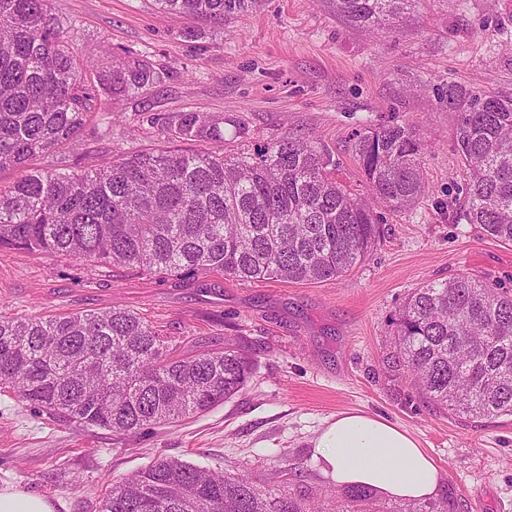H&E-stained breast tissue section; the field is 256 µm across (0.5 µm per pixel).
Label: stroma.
<instances>
[{
    "label": "stroma",
    "instance_id": "35a3bbf8",
    "mask_svg": "<svg viewBox=\"0 0 512 512\" xmlns=\"http://www.w3.org/2000/svg\"><path fill=\"white\" fill-rule=\"evenodd\" d=\"M68 35L166 67L138 97H111L89 117L69 164L82 169L156 145L150 115H225L224 152L284 132L333 152L336 178L368 187L350 151L355 130L395 119L425 150L428 193L385 212L377 247L346 277L324 283L161 280L131 272L90 278L69 261L0 251V315L41 317L119 304L186 348L241 338L255 359L237 395L182 422L115 437L65 423L0 394V486L54 501L56 512H100L106 488L153 458L201 466L247 463L276 485L329 481L312 441L340 412L405 428L445 476L447 512H512V416L469 419L423 398L394 368L391 318L413 288L465 275L512 289V245L448 221L465 179L454 151L448 87L512 97V0H416L398 29L371 33L330 0H262L252 12L201 24L160 12L155 0H52Z\"/></svg>",
    "mask_w": 512,
    "mask_h": 512
}]
</instances>
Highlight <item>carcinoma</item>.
<instances>
[{"label":"carcinoma","mask_w":512,"mask_h":512,"mask_svg":"<svg viewBox=\"0 0 512 512\" xmlns=\"http://www.w3.org/2000/svg\"><path fill=\"white\" fill-rule=\"evenodd\" d=\"M260 0H156L162 11L216 24ZM369 31H392L415 0H331ZM98 54L89 72L79 53ZM166 70L133 58L114 63L101 44L75 50L50 0H0V250L68 259L90 276L132 269L181 278L321 283L346 274L377 245V209L407 211L429 192L423 144L397 121L352 133L369 185L351 193L327 148L284 132L253 151L185 152L172 140L224 142V116L172 112L161 144L119 154L93 170L64 155L31 161L78 135L102 97L138 96ZM457 113L454 150L466 169L464 204L448 220L476 224L512 244V98L448 89ZM398 366L430 402L468 418L512 415V292L467 276L410 292L396 312ZM254 360L241 342L186 350L139 314L114 305L43 318L0 316V391L86 428L127 435L210 411L246 386ZM101 512H445L435 502L385 506L366 487L319 496L265 487L234 463L210 469L162 458L112 483Z\"/></svg>","instance_id":"carcinoma-1"}]
</instances>
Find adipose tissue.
Masks as SVG:
<instances>
[{"label": "adipose tissue", "mask_w": 512, "mask_h": 512, "mask_svg": "<svg viewBox=\"0 0 512 512\" xmlns=\"http://www.w3.org/2000/svg\"><path fill=\"white\" fill-rule=\"evenodd\" d=\"M321 472L339 487L366 486L403 501L445 489L435 462L402 427L362 412L336 414L313 441Z\"/></svg>", "instance_id": "adipose-tissue-1"}]
</instances>
